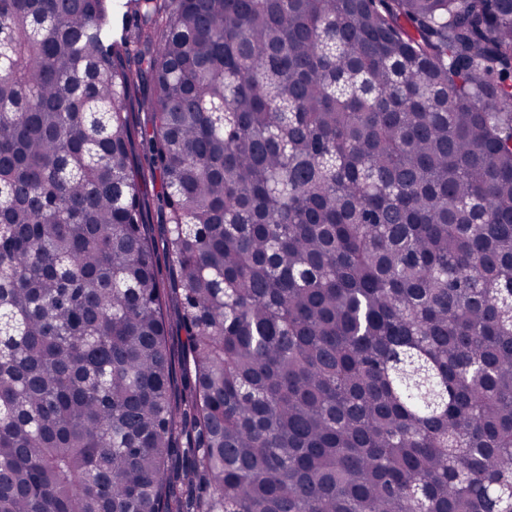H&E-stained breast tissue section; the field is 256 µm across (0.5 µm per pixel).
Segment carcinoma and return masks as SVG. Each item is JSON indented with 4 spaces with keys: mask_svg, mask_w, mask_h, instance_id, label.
<instances>
[{
    "mask_svg": "<svg viewBox=\"0 0 512 512\" xmlns=\"http://www.w3.org/2000/svg\"><path fill=\"white\" fill-rule=\"evenodd\" d=\"M0 512H512V0H0ZM145 188L142 199L144 222L158 246V260L163 280L169 285L172 277L171 269L168 266L166 256L163 252V241L166 236V214L162 202L157 195L158 188L155 187L150 179Z\"/></svg>",
    "mask_w": 512,
    "mask_h": 512,
    "instance_id": "carcinoma-1",
    "label": "carcinoma"
}]
</instances>
